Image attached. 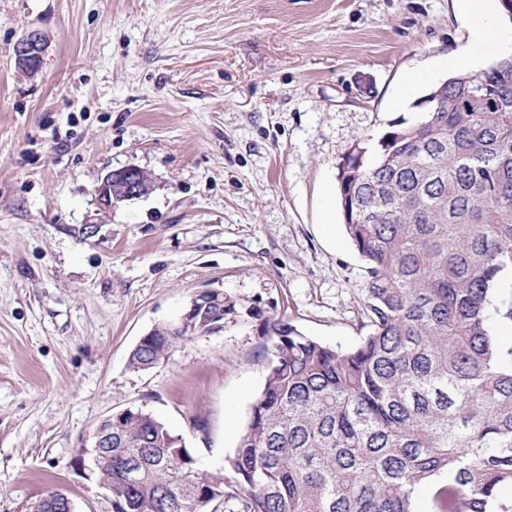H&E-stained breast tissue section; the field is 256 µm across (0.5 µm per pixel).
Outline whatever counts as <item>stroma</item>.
<instances>
[{
  "label": "stroma",
  "instance_id": "1",
  "mask_svg": "<svg viewBox=\"0 0 512 512\" xmlns=\"http://www.w3.org/2000/svg\"><path fill=\"white\" fill-rule=\"evenodd\" d=\"M31 28L51 41L33 78L11 56ZM467 44L455 0H0V512L51 488L112 512L76 459L127 408L222 474L264 384L266 318L339 350L367 334L338 164L415 120ZM126 166L152 191L96 215ZM209 290L223 329L131 370L141 336Z\"/></svg>",
  "mask_w": 512,
  "mask_h": 512
}]
</instances>
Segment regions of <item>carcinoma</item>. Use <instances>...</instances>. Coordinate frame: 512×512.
Returning a JSON list of instances; mask_svg holds the SVG:
<instances>
[{
    "label": "carcinoma",
    "mask_w": 512,
    "mask_h": 512,
    "mask_svg": "<svg viewBox=\"0 0 512 512\" xmlns=\"http://www.w3.org/2000/svg\"><path fill=\"white\" fill-rule=\"evenodd\" d=\"M480 73L418 99L424 118L389 123L338 181L365 264L361 342L265 319V383L220 476L152 413L112 415L97 471L112 512H416L422 488L431 512H512V346L490 328L512 322L494 299L512 270V54ZM181 340L156 324L129 367Z\"/></svg>",
    "instance_id": "cac0c4a2"
}]
</instances>
